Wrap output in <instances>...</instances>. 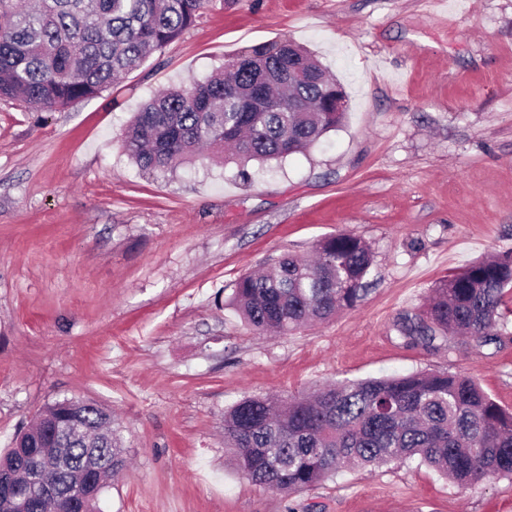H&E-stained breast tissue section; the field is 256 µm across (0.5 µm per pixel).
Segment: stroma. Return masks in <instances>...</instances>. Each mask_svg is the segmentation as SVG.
I'll return each instance as SVG.
<instances>
[{
    "label": "stroma",
    "mask_w": 512,
    "mask_h": 512,
    "mask_svg": "<svg viewBox=\"0 0 512 512\" xmlns=\"http://www.w3.org/2000/svg\"><path fill=\"white\" fill-rule=\"evenodd\" d=\"M207 0L193 26L99 97L0 98V453L46 406L111 413L127 469L99 512H512L419 460L347 470L290 496L224 446L248 395L416 371L467 375L512 409L506 332L429 349L400 328L468 263L512 251V0ZM289 39L343 85L342 125L308 151L148 173L120 134L142 103L250 47ZM346 231L371 248L356 308L284 336L228 307L243 275Z\"/></svg>",
    "instance_id": "35a3bbf8"
}]
</instances>
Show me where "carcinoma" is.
<instances>
[{"instance_id":"carcinoma-1","label":"carcinoma","mask_w":512,"mask_h":512,"mask_svg":"<svg viewBox=\"0 0 512 512\" xmlns=\"http://www.w3.org/2000/svg\"><path fill=\"white\" fill-rule=\"evenodd\" d=\"M205 0H38L19 7L0 0V97L63 109L97 97L192 26ZM307 78L288 83V72ZM333 76L304 47L287 40L253 46L204 81L191 79L143 103L123 135L142 170L173 172L206 149L207 159L233 162L242 177L251 161L301 153L336 129ZM323 112H290L288 97ZM311 259L284 255L262 273L246 274L231 306L258 333L293 334L356 307L373 259L359 237L318 241ZM512 289V252L477 259L431 289V303L403 334L435 348L438 334L476 342L502 335L500 306ZM112 424L102 408L64 399L47 406L0 455V475L22 471L28 484L0 500V512H97L108 482L84 487L75 502L42 497L37 480L46 455L61 451L65 428L86 432ZM224 447L254 486L288 496L345 469L415 457L444 478L470 488L512 479V410L470 377L445 372L346 381L311 396H248L224 411ZM72 481L93 449L71 444Z\"/></svg>"}]
</instances>
